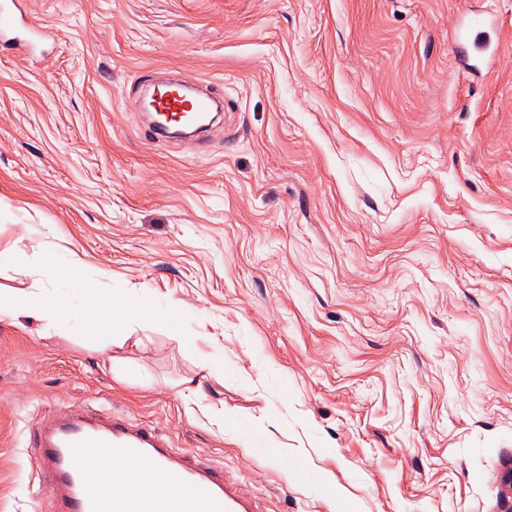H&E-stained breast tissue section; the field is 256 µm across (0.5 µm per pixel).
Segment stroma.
Wrapping results in <instances>:
<instances>
[{"label": "stroma", "mask_w": 512, "mask_h": 512, "mask_svg": "<svg viewBox=\"0 0 512 512\" xmlns=\"http://www.w3.org/2000/svg\"><path fill=\"white\" fill-rule=\"evenodd\" d=\"M491 24L479 73L463 11ZM0 44V291L183 305L102 350L0 315V512H43L28 425L126 413L263 512H499L512 459V0H34ZM224 100L157 141L139 83ZM223 366L203 370L205 361ZM223 408L216 425L185 380ZM49 36L47 29L32 22L29 1H0V41L34 57L37 42Z\"/></svg>", "instance_id": "stroma-1"}]
</instances>
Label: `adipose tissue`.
I'll use <instances>...</instances> for the list:
<instances>
[{
  "instance_id": "obj_1",
  "label": "adipose tissue",
  "mask_w": 512,
  "mask_h": 512,
  "mask_svg": "<svg viewBox=\"0 0 512 512\" xmlns=\"http://www.w3.org/2000/svg\"><path fill=\"white\" fill-rule=\"evenodd\" d=\"M44 259L50 266L56 267L60 278L69 281L71 287L87 296L89 306L84 313V323L94 336L112 341L113 322L118 319L128 325H163L178 344L188 343L179 307L161 306L148 295L133 299L100 294L93 280L77 276L74 266L59 263L51 253L45 254ZM2 314L33 316L44 320L47 327L52 328L69 316L70 303L67 299L42 293L15 291L0 295Z\"/></svg>"
}]
</instances>
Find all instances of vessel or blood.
<instances>
[{"label":"vessel or blood","mask_w":512,"mask_h":512,"mask_svg":"<svg viewBox=\"0 0 512 512\" xmlns=\"http://www.w3.org/2000/svg\"><path fill=\"white\" fill-rule=\"evenodd\" d=\"M48 36L33 23L28 0H0V41L32 54ZM148 99L169 124L212 109L209 99H187L176 84L155 86ZM27 448L47 512H182L179 498L147 494L135 485L107 494L99 474L115 460L148 462L154 476L190 494L194 512H255L224 470L185 456L158 429L115 413L77 404L64 416L43 415L29 428Z\"/></svg>","instance_id":"1"}]
</instances>
